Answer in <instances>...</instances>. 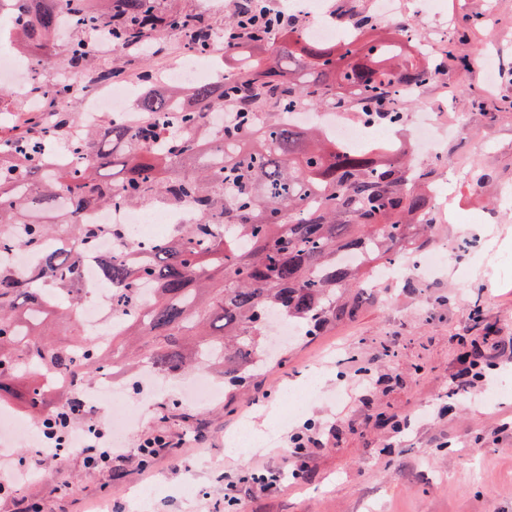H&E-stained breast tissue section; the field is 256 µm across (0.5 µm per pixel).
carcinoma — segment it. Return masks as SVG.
<instances>
[{"mask_svg": "<svg viewBox=\"0 0 512 512\" xmlns=\"http://www.w3.org/2000/svg\"><path fill=\"white\" fill-rule=\"evenodd\" d=\"M162 0H42L17 35L37 61L86 69L94 46L111 39L144 60L154 39L176 31L199 46L210 28L188 12L168 13ZM70 12L76 36L65 53L45 52ZM224 63L233 80L194 88L197 112L171 114L175 95L152 92L143 119L129 130L106 124L70 147L86 154L78 171L48 169L39 155L44 138L64 139L80 118L59 112L44 121L26 112L0 126V142L20 147L0 165V252L35 247L55 233L93 242L114 233L84 224L85 207L194 202V224H184L149 254L117 252L100 261L103 280L119 288L115 306L135 304L143 282L154 294L137 322L112 337V355L86 343L78 329L81 259L72 249L41 255L37 275L55 289L48 300L27 287V275L0 263V401L16 396L57 432L84 416L69 389L64 407L48 408L50 389L37 380L45 369L80 382L107 363L126 370L148 366L175 381L193 363L224 376L233 388L249 382L265 353V320L280 316L316 336L363 306L365 284L398 255L424 248L438 233L432 216L434 185L399 147L380 154L342 150L316 127H292L282 113L256 125L253 101L262 88L286 93L290 110L320 105L346 90L378 119L394 86L423 87L440 68L410 53L399 38L365 44L307 40L305 28L280 22L262 0H240L224 23ZM235 108L221 139L205 130L191 140L205 115ZM361 259L348 262L345 251ZM75 326L72 337L51 339L47 318Z\"/></svg>", "mask_w": 512, "mask_h": 512, "instance_id": "1", "label": "carcinoma"}]
</instances>
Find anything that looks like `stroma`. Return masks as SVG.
Listing matches in <instances>:
<instances>
[{
    "label": "stroma",
    "mask_w": 512,
    "mask_h": 512,
    "mask_svg": "<svg viewBox=\"0 0 512 512\" xmlns=\"http://www.w3.org/2000/svg\"><path fill=\"white\" fill-rule=\"evenodd\" d=\"M451 19L441 81L422 102L466 113L469 129L444 138L424 158L450 204L440 239L470 263L463 280L409 276L383 285L353 319L320 336L294 337L288 362L270 368L230 406L182 405L169 430L187 424L208 446L126 468L122 478L86 469L71 454L64 473L47 465L26 478L24 448L0 456L39 512H132L151 490L152 512H512V247L486 248L485 236L512 237V0H446ZM481 311L475 326L472 313ZM490 358L483 379L458 393L453 380L470 359L463 339ZM316 366L318 394L303 415L227 453L242 423L284 415L283 389ZM305 449L294 457L293 439ZM288 479H280L283 471ZM69 481L71 497L48 493ZM195 494H186L187 486Z\"/></svg>",
    "instance_id": "35a3bbf8"
}]
</instances>
